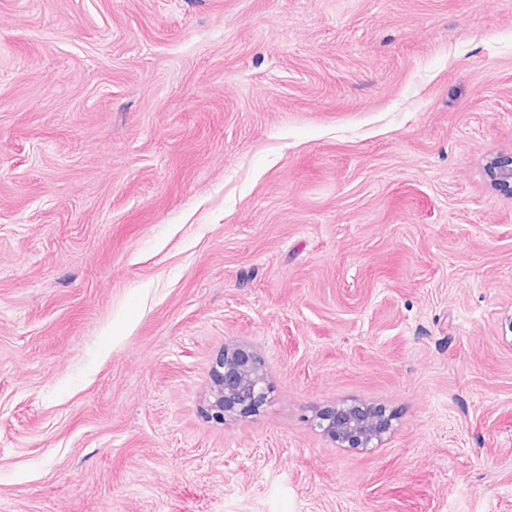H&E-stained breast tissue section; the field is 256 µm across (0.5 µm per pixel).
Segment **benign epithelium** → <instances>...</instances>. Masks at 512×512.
Instances as JSON below:
<instances>
[{
  "label": "benign epithelium",
  "mask_w": 512,
  "mask_h": 512,
  "mask_svg": "<svg viewBox=\"0 0 512 512\" xmlns=\"http://www.w3.org/2000/svg\"><path fill=\"white\" fill-rule=\"evenodd\" d=\"M204 415L224 423L263 408L271 392L265 363L246 346L227 343L212 360ZM311 427L344 448H375L391 429L386 410L366 403L338 404L315 412Z\"/></svg>",
  "instance_id": "obj_1"
}]
</instances>
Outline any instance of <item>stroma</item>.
I'll return each mask as SVG.
<instances>
[{"label": "stroma", "mask_w": 512, "mask_h": 512, "mask_svg": "<svg viewBox=\"0 0 512 512\" xmlns=\"http://www.w3.org/2000/svg\"><path fill=\"white\" fill-rule=\"evenodd\" d=\"M493 161L512 0H0V512H512ZM209 376L202 411L216 423L259 412L269 400L271 384L265 363L246 346L226 343L212 360ZM391 416L366 403L338 404L309 418L311 427L344 448H375L391 429Z\"/></svg>", "instance_id": "1"}]
</instances>
